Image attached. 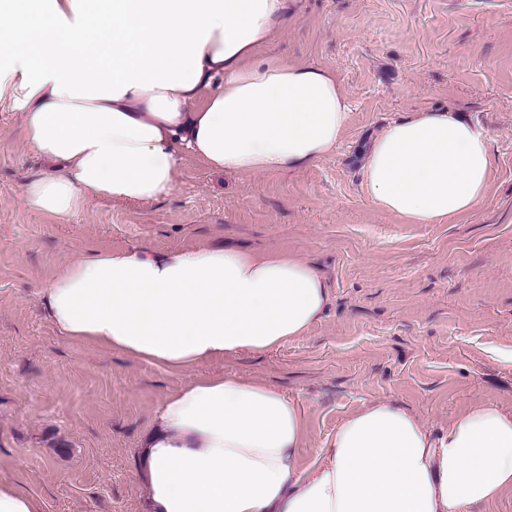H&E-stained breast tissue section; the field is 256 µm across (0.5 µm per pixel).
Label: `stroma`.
Masks as SVG:
<instances>
[{
  "mask_svg": "<svg viewBox=\"0 0 512 512\" xmlns=\"http://www.w3.org/2000/svg\"><path fill=\"white\" fill-rule=\"evenodd\" d=\"M270 51L336 73L351 111L336 152L294 171L237 175L181 152L159 200H92L68 223L27 209L46 164L23 116L0 112V480L43 512H141L135 461L154 410L186 382L275 384L308 422L310 465L363 402L415 414L433 436L491 401L512 410V0H290ZM464 115L494 157L482 206L451 224H401L367 201L361 156L393 120ZM227 241L315 263L329 304L305 334L172 372L62 337L40 291L73 258Z\"/></svg>",
  "mask_w": 512,
  "mask_h": 512,
  "instance_id": "stroma-1",
  "label": "stroma"
}]
</instances>
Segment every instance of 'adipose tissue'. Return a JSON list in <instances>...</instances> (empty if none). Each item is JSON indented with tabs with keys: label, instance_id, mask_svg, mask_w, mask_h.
I'll return each instance as SVG.
<instances>
[{
	"label": "adipose tissue",
	"instance_id": "adipose-tissue-1",
	"mask_svg": "<svg viewBox=\"0 0 512 512\" xmlns=\"http://www.w3.org/2000/svg\"><path fill=\"white\" fill-rule=\"evenodd\" d=\"M289 0H39L0 43V109L49 172L26 206L68 222L91 199L169 194L178 147L215 171L298 169L334 152L350 103L332 72L267 52ZM487 133L445 110L389 123L362 176L371 205L402 224H446L484 202ZM63 338L169 371L304 336L329 291L298 256L202 247L80 255L41 290ZM298 402L236 375L167 396L141 443L143 512H474L512 491V412L491 402L436 438L415 415L371 401L346 415L315 462Z\"/></svg>",
	"mask_w": 512,
	"mask_h": 512
}]
</instances>
